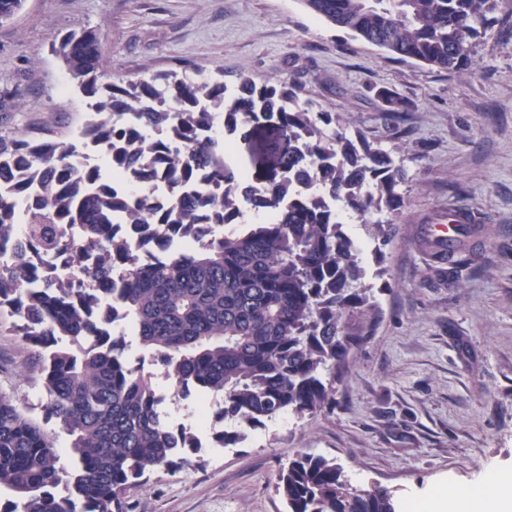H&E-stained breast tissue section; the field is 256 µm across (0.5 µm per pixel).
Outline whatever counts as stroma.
<instances>
[{
  "label": "stroma",
  "mask_w": 512,
  "mask_h": 512,
  "mask_svg": "<svg viewBox=\"0 0 512 512\" xmlns=\"http://www.w3.org/2000/svg\"><path fill=\"white\" fill-rule=\"evenodd\" d=\"M476 47L473 71L458 74L393 59L331 28L302 0H25L0 25V133L23 129L69 142L90 113L50 44L83 26L102 29L105 80L137 81L176 71L278 78L314 109L354 121L371 143L406 146L409 205L389 244L350 222L366 246L365 282L380 314L369 340L355 348L333 410L284 415L228 448L210 447L202 411L210 393L168 397L163 411L193 428L205 462L155 471L129 492V512H285L278 472L300 452L333 459L354 486L378 482L403 501L427 498L439 485H473L512 472V0ZM394 94L403 111H389ZM271 128L224 155L238 172L268 158ZM467 210L492 236L469 242L468 264L435 261L424 229ZM30 349L0 333V391L39 406L38 384L19 372Z\"/></svg>",
  "instance_id": "stroma-1"
}]
</instances>
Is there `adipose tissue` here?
<instances>
[{"mask_svg": "<svg viewBox=\"0 0 512 512\" xmlns=\"http://www.w3.org/2000/svg\"><path fill=\"white\" fill-rule=\"evenodd\" d=\"M425 512H512V472H493L477 486L440 487Z\"/></svg>", "mask_w": 512, "mask_h": 512, "instance_id": "adipose-tissue-1", "label": "adipose tissue"}]
</instances>
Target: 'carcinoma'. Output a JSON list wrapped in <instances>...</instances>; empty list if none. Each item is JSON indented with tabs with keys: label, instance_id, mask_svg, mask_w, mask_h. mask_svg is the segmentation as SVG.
Instances as JSON below:
<instances>
[{
	"label": "carcinoma",
	"instance_id": "1",
	"mask_svg": "<svg viewBox=\"0 0 512 512\" xmlns=\"http://www.w3.org/2000/svg\"><path fill=\"white\" fill-rule=\"evenodd\" d=\"M334 28L398 59L464 72L476 40L496 22L498 0H303ZM93 118L74 142L26 131L0 134V332L35 351L23 376L41 384L42 420L0 392V512H127V491L151 473L202 462L191 430L160 410L167 395L123 357L126 329L165 369L172 394L221 398L222 447L264 421L336 405L351 350L371 335L372 288L343 217L388 243L406 203V169L361 134L325 130L336 114L300 103L283 80L233 90L219 78L176 73L105 82L99 26L51 44ZM266 124L273 161L238 177L224 169L212 132L227 142ZM165 129L166 140L153 133ZM91 139L103 163L73 158ZM234 228L215 234L213 225ZM460 225L451 250L462 253ZM185 245L171 252L169 239ZM162 253L158 262L143 254ZM54 422L69 439L60 465ZM66 484L69 494L54 489ZM287 512H402L380 484L357 487L335 460L307 452L281 469Z\"/></svg>",
	"mask_w": 512,
	"mask_h": 512
}]
</instances>
